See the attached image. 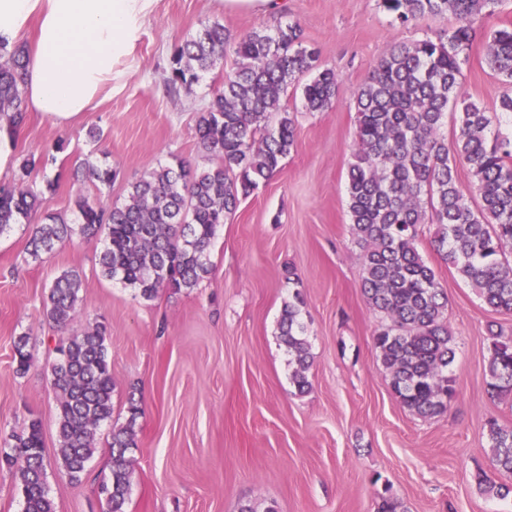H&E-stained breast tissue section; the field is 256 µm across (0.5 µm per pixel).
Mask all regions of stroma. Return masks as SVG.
Listing matches in <instances>:
<instances>
[{
	"label": "stroma",
	"instance_id": "obj_1",
	"mask_svg": "<svg viewBox=\"0 0 512 512\" xmlns=\"http://www.w3.org/2000/svg\"><path fill=\"white\" fill-rule=\"evenodd\" d=\"M294 21L321 65L335 68L341 93L324 112L305 111L300 92L281 103L295 118V148L265 185L244 200L211 247L212 272L196 288L161 291L146 300L101 276L105 235L73 236L33 259L28 242L49 214L72 218L78 196L120 204L131 183L160 163L205 165L196 118L218 81L209 74L177 89L167 77L176 45L205 24L240 37L257 26ZM444 20L394 22L381 0H280L276 9H231L225 0H152L117 77L79 122L61 127L37 112L13 130V160L0 187L12 185L23 157L55 142L53 164L26 185L41 204L30 223L0 234V441L42 423L44 464L56 512H104L100 481L111 467L113 423L124 422L129 394L141 401L134 479L127 512H376L381 495L405 512H512V475L495 472L486 423L512 426V401L491 397L489 333L512 338V312L492 311L438 257L433 228L421 226L418 249L448 295L457 395L443 416L423 419L393 394L373 344L381 318L361 292L362 248L353 238L345 180L352 161L356 112L351 91L386 45L435 35ZM512 26V0L479 22L460 93L495 112L512 93L486 63L490 30ZM102 133L89 138V130ZM107 158L116 176L99 189L78 181L85 161ZM298 284H289L287 269ZM83 279L73 327L44 315L43 302L63 271ZM301 294L313 366L298 393L277 323L285 302ZM102 321L115 391L113 415L98 431L97 450L80 480L58 460L56 398L49 364L72 328ZM30 337L32 366L15 372L14 344ZM507 486L500 498L479 488L477 472Z\"/></svg>",
	"mask_w": 512,
	"mask_h": 512
}]
</instances>
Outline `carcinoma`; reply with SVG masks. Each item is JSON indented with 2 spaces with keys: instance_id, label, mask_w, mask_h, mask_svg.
Segmentation results:
<instances>
[{
  "instance_id": "obj_1",
  "label": "carcinoma",
  "mask_w": 512,
  "mask_h": 512,
  "mask_svg": "<svg viewBox=\"0 0 512 512\" xmlns=\"http://www.w3.org/2000/svg\"><path fill=\"white\" fill-rule=\"evenodd\" d=\"M502 0H382L384 9L403 25L424 17H453L454 22L411 45L389 44L370 75L350 93L357 112L353 161L346 174L351 234L363 248L361 289L383 318L374 346L401 403L421 418L444 414L456 396L449 373L455 345L448 327V299L435 269L417 249L418 227L434 226L435 250L494 311L512 312V134L488 138L489 113L461 96L463 66L475 37V24L495 14ZM232 50L236 67L224 71ZM27 48L0 40V120L15 127L25 112L24 74ZM490 69L512 82V28L487 35ZM222 73L197 116L203 152L214 160L193 168L182 160L146 172L129 187L126 202L112 204L98 196L76 201L78 228L61 216L48 215L34 227L30 255L39 259L72 239L107 230L99 257L102 275L120 279L145 299L160 290L180 292L210 275V248L219 227L241 202L265 184L295 145V119L281 108L288 88L301 89L309 112H325L336 102V71L319 63L304 45L298 23L270 31L262 26L234 40L219 23L202 26L176 46L167 79L174 88L190 86L201 75ZM453 115V137L441 133ZM51 161L50 154L22 159L26 175ZM473 180L464 187L457 165ZM84 176L109 186L112 166L86 162ZM478 197L471 207L466 196ZM39 197L23 187H0V234L29 218ZM82 278L76 271L58 276L44 301L46 317L68 326L77 316ZM303 300L283 306L280 342L288 352L291 380L298 393L310 387L312 367ZM102 322L75 331L57 348L51 385L57 401L60 463L79 480L96 452L97 431L112 418L114 382ZM29 336L14 345L17 373L31 367ZM487 386L499 399L512 398V343L491 334ZM124 424L112 426L110 475L101 486L106 512H126L133 480L131 449L142 407L129 394ZM487 437L497 470L512 474V427L487 422ZM0 468L20 485L24 512H56L44 469L40 422L0 448Z\"/></svg>"
}]
</instances>
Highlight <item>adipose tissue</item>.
I'll list each match as a JSON object with an SVG mask.
<instances>
[{
	"label": "adipose tissue",
	"mask_w": 512,
	"mask_h": 512,
	"mask_svg": "<svg viewBox=\"0 0 512 512\" xmlns=\"http://www.w3.org/2000/svg\"><path fill=\"white\" fill-rule=\"evenodd\" d=\"M151 0H0V35L37 36L25 74L26 104L61 126L88 111L129 52Z\"/></svg>",
	"instance_id": "ef3b65f1"
}]
</instances>
